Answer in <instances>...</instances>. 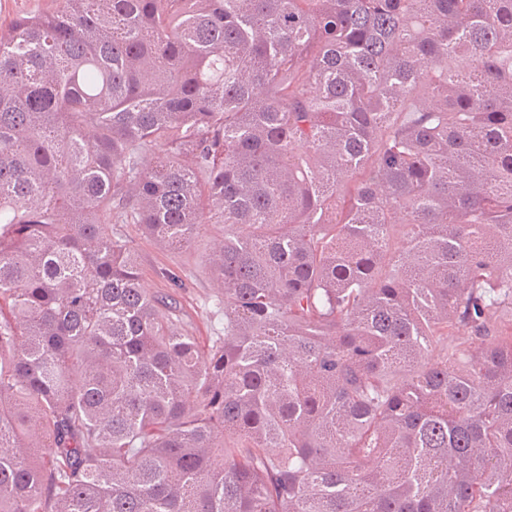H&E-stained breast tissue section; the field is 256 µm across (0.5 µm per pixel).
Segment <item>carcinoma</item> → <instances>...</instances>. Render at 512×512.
<instances>
[{"mask_svg": "<svg viewBox=\"0 0 512 512\" xmlns=\"http://www.w3.org/2000/svg\"><path fill=\"white\" fill-rule=\"evenodd\" d=\"M103 224L221 225L224 335ZM3 304L0 512H512V0L0 25Z\"/></svg>", "mask_w": 512, "mask_h": 512, "instance_id": "cac0c4a2", "label": "carcinoma"}]
</instances>
